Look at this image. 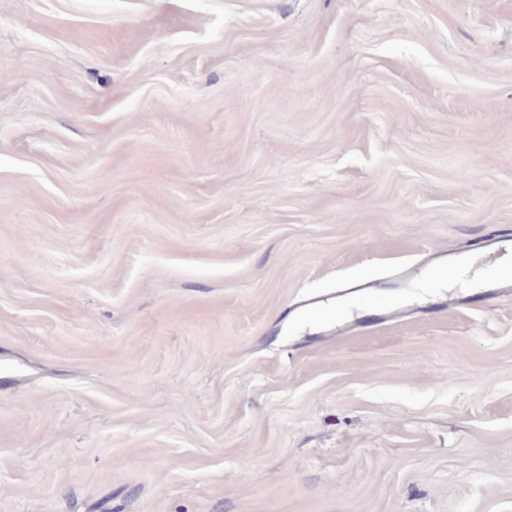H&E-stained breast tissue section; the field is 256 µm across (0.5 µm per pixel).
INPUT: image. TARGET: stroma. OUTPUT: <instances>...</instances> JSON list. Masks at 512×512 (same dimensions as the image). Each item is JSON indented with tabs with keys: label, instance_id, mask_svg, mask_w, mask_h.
<instances>
[{
	"label": "stroma",
	"instance_id": "stroma-1",
	"mask_svg": "<svg viewBox=\"0 0 512 512\" xmlns=\"http://www.w3.org/2000/svg\"><path fill=\"white\" fill-rule=\"evenodd\" d=\"M507 228L512 0H0V512H512Z\"/></svg>",
	"mask_w": 512,
	"mask_h": 512
}]
</instances>
